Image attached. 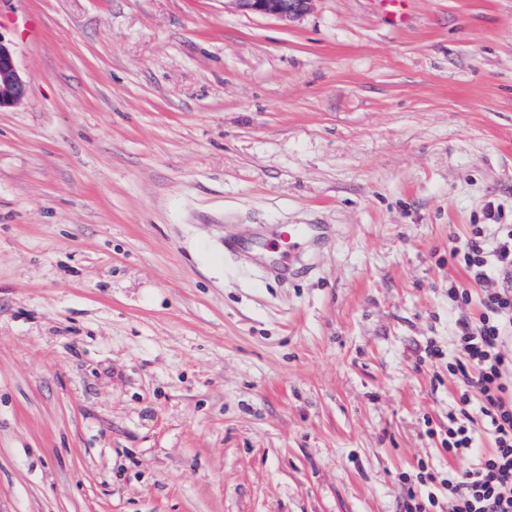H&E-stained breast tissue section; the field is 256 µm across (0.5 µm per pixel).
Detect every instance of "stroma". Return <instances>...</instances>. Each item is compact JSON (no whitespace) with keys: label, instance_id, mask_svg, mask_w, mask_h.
I'll list each match as a JSON object with an SVG mask.
<instances>
[{"label":"stroma","instance_id":"obj_1","mask_svg":"<svg viewBox=\"0 0 512 512\" xmlns=\"http://www.w3.org/2000/svg\"><path fill=\"white\" fill-rule=\"evenodd\" d=\"M404 12L0 0V512H405L447 473L451 252L512 224V0ZM284 224L328 231L224 250ZM26 95L27 87L17 67L12 41L0 34V111L17 106ZM308 224H288L283 227L280 238L264 245L268 251H277L284 259H288V267L291 266L293 257L299 250L305 248L314 236V229Z\"/></svg>","mask_w":512,"mask_h":512}]
</instances>
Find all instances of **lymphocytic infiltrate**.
I'll use <instances>...</instances> for the list:
<instances>
[{
  "label": "lymphocytic infiltrate",
  "instance_id": "f902f5d3",
  "mask_svg": "<svg viewBox=\"0 0 512 512\" xmlns=\"http://www.w3.org/2000/svg\"><path fill=\"white\" fill-rule=\"evenodd\" d=\"M455 254L473 286L449 287L448 298L477 303L480 313L458 321L448 371L460 404L442 444L468 465L443 477L420 472L425 491L411 496L406 512H512V225H473Z\"/></svg>",
  "mask_w": 512,
  "mask_h": 512
}]
</instances>
